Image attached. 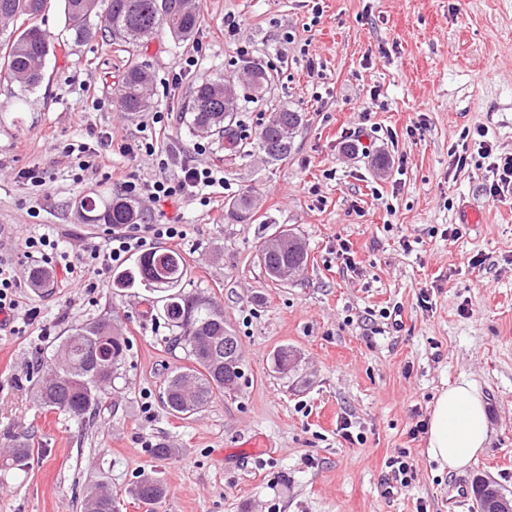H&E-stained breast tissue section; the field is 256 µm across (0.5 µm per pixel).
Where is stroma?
<instances>
[{"mask_svg":"<svg viewBox=\"0 0 512 512\" xmlns=\"http://www.w3.org/2000/svg\"><path fill=\"white\" fill-rule=\"evenodd\" d=\"M322 7L318 16L311 0H201L193 41L162 31L139 47L152 75V112L166 115L152 154L139 148L152 112H122L115 95L128 55L101 36L48 58L35 90L0 80V260L21 282L16 317L0 327V448L18 437L37 448L27 470L0 469V512H83L88 490L101 482L119 512H448V483L457 477L491 480L512 496V197L485 190L492 158L512 155V0ZM229 15L240 22L234 36L224 30ZM189 56L197 67L173 84ZM256 67L273 77L259 101L243 86ZM214 77L239 85L233 126L250 143L245 153L190 133L181 115L190 89ZM278 106L303 112L304 121L288 158L269 162L256 139ZM355 127L367 153L344 144L343 130ZM104 133L112 144L101 148ZM483 138L491 155L479 149ZM462 140L469 149L460 170L450 152ZM81 145L94 150L85 170ZM187 162L223 169L209 205L139 204L148 224L181 212L183 290L223 311L240 340L243 377L180 419L166 411L163 386L188 360L147 316V291L114 287L109 272L62 270L48 288L33 289L22 242L50 234L77 261L86 243L112 234L111 225L83 223L77 199L118 194L113 170L150 180ZM34 166L44 185L19 178ZM244 195L254 217L227 218ZM467 206L480 223L461 224ZM456 226L458 239L449 233ZM284 229L309 254L304 274L288 284L269 279L257 261L260 245ZM340 239L351 263L336 256ZM476 255L482 264L470 265ZM393 306L402 309L397 330L379 316ZM106 313L130 344L114 389L80 418L41 408L32 389L43 359L73 326ZM284 347L300 358L288 378L273 367ZM461 381L485 398L489 441L454 473L429 458L426 435L410 431ZM345 422L360 443L342 438ZM256 436L266 447L240 453ZM160 444L171 455L157 456ZM401 448L417 476L388 496L385 461ZM146 475L166 486L151 507L131 494Z\"/></svg>","mask_w":512,"mask_h":512,"instance_id":"35a3bbf8","label":"stroma"}]
</instances>
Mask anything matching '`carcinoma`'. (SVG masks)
Returning a JSON list of instances; mask_svg holds the SVG:
<instances>
[{
	"label": "carcinoma",
	"mask_w": 512,
	"mask_h": 512,
	"mask_svg": "<svg viewBox=\"0 0 512 512\" xmlns=\"http://www.w3.org/2000/svg\"><path fill=\"white\" fill-rule=\"evenodd\" d=\"M65 28L76 42L91 30V20L100 23L103 37L137 46L161 30L173 40L194 38L200 25L198 2L185 0H62ZM45 0H0V23L23 19L27 25L11 31L0 45V74L25 90L37 88L44 80L47 58L66 46L51 39L37 20ZM228 79H209L198 84L183 106L194 130L207 127L233 149L238 136L231 126L237 99ZM148 64L130 60L118 84L117 101L125 112H146L152 107ZM303 121V114L286 107L271 113L259 133V144L267 157L281 161L291 151L290 134ZM86 224H137L141 213L136 201L115 196L98 198L89 193L75 202ZM260 265L269 277L283 265L307 268L305 250L266 251ZM187 275L184 257L169 249L140 255L132 267L114 274L118 288L141 285L152 294L148 299L151 319L161 320L177 331L173 342L183 346L190 365L174 372L165 381L163 403L178 418H189L205 410L224 386L241 378L242 372L224 365V337L232 332L224 327V314L214 303L198 294H186L181 283ZM129 342L109 317L77 326L55 349L48 364L47 377L37 381L35 397L47 410H58L80 417L97 406L101 393L112 386L124 367ZM300 359L288 348L276 352L275 364L282 371H293ZM34 456L33 442L15 440L10 445L5 465L23 470ZM165 486L151 476L140 479L133 494L139 500L160 502ZM85 512H119L117 497L99 488L85 497Z\"/></svg>",
	"instance_id": "carcinoma-1"
}]
</instances>
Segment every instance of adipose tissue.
<instances>
[{
    "label": "adipose tissue",
    "instance_id": "1",
    "mask_svg": "<svg viewBox=\"0 0 512 512\" xmlns=\"http://www.w3.org/2000/svg\"><path fill=\"white\" fill-rule=\"evenodd\" d=\"M489 424L481 393L462 382L442 390L429 415L427 453L440 467L456 471L483 453Z\"/></svg>",
    "mask_w": 512,
    "mask_h": 512
}]
</instances>
